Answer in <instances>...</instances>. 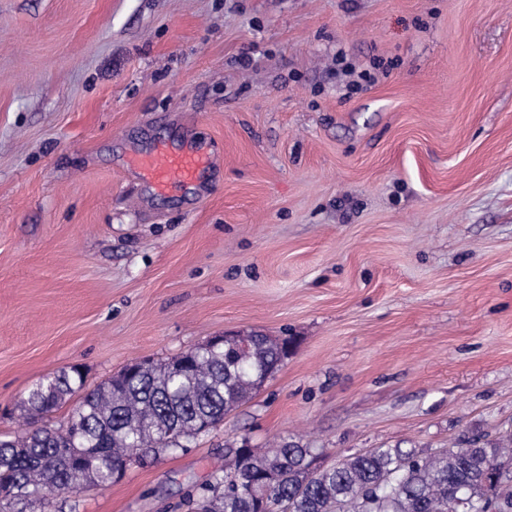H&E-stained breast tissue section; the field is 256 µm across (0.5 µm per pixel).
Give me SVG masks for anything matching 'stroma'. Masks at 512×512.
<instances>
[{"label": "stroma", "mask_w": 512, "mask_h": 512, "mask_svg": "<svg viewBox=\"0 0 512 512\" xmlns=\"http://www.w3.org/2000/svg\"><path fill=\"white\" fill-rule=\"evenodd\" d=\"M340 50L396 66L351 94ZM251 332L293 340L251 400L65 512L512 431V0H0V433L46 375ZM204 157L197 150L170 155L164 151L147 158L142 167L160 189L173 183L195 182L204 168Z\"/></svg>", "instance_id": "35a3bbf8"}]
</instances>
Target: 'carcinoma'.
<instances>
[{"label": "carcinoma", "mask_w": 512, "mask_h": 512, "mask_svg": "<svg viewBox=\"0 0 512 512\" xmlns=\"http://www.w3.org/2000/svg\"><path fill=\"white\" fill-rule=\"evenodd\" d=\"M287 357L284 340L253 332L146 360L89 390L75 366L46 377L22 401L32 419L83 395L62 430L43 424L0 434V505L36 501L41 512H63L55 495L75 497L91 483L105 489L130 463L183 450L204 426L216 429ZM316 457L294 444L265 453L232 448L224 469L188 494L190 512H512V490L504 491L512 434L426 455L372 448L323 469Z\"/></svg>", "instance_id": "carcinoma-1"}]
</instances>
